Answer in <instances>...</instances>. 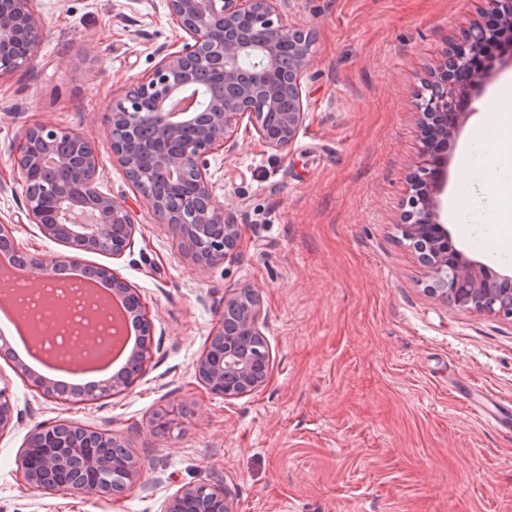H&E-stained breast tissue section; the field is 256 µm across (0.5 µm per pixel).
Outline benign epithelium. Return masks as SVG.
Listing matches in <instances>:
<instances>
[{
  "mask_svg": "<svg viewBox=\"0 0 512 512\" xmlns=\"http://www.w3.org/2000/svg\"><path fill=\"white\" fill-rule=\"evenodd\" d=\"M293 0H168L171 22L185 33L179 50L166 54L137 87L126 92L108 115L106 145L133 186L167 225L199 272L237 248L238 225L225 218L224 206L208 180L209 157L237 148L241 127L262 145L280 151L306 122L302 80L313 64L316 29L290 25L284 9ZM485 20L465 32V46L448 52L427 84L429 97L418 105L420 145L406 200L397 224L418 253L429 291L458 311L512 323V275L495 273L465 256L450 242L443 214L447 156L430 153L426 134L436 129L450 140L467 117L457 99L488 79V71L457 85L453 73L467 56L490 46L486 21L496 19L512 34V0H487ZM42 31L33 0H0V75L29 66L38 56ZM126 143L112 142L117 130ZM23 178L26 216L45 238L71 249L47 257L19 248L10 224H0V248L8 247L30 268L26 288L36 294L54 273L78 263L80 253L121 258L134 245L137 225L127 208L98 188L100 149L81 134L49 122L29 126L16 158ZM181 196L171 211L163 186ZM89 271L112 284V299L100 301L85 291L86 336L96 334L99 308L128 302L134 321L151 335L152 320L139 293L105 267ZM262 302L250 287L224 297L220 318L200 356L196 372L209 393L226 400L244 397L266 381L270 352L249 356L250 343L264 339ZM151 355L146 342L130 357L125 372L85 390H66L53 381L19 370L44 397L70 395L77 402L112 397L131 388ZM14 427V405L0 387V436ZM20 466L25 483L45 493L118 498L143 477L141 464L110 433L68 420L42 423L26 439ZM161 512H234L225 488L188 485L167 497Z\"/></svg>",
  "mask_w": 512,
  "mask_h": 512,
  "instance_id": "benign-epithelium-1",
  "label": "benign epithelium"
}]
</instances>
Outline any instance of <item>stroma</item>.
<instances>
[{"instance_id": "obj_1", "label": "stroma", "mask_w": 512, "mask_h": 512, "mask_svg": "<svg viewBox=\"0 0 512 512\" xmlns=\"http://www.w3.org/2000/svg\"><path fill=\"white\" fill-rule=\"evenodd\" d=\"M38 58L0 76V224L32 252L66 254L25 211L15 157L25 128L50 122L102 144L99 182L137 226L123 258L85 253L137 288L153 322L142 376L111 398L50 400L0 358L15 426L0 435V512H160L180 487L219 483L234 512H512V324L448 307L426 291L396 225L419 146L417 95L485 0H295L314 24L303 80L308 117L281 152L238 135L210 159L213 193L240 229L237 249L197 275L191 259L106 149L108 113L181 33L167 0H35ZM449 141L447 194L459 151L491 91L512 74V43ZM449 224L454 247L505 272L486 246L512 226ZM248 286L264 305L267 381L233 400L208 393L195 364ZM176 425L159 432V414ZM68 419L123 437L144 478L120 501L30 488L18 467L36 425Z\"/></svg>"}]
</instances>
